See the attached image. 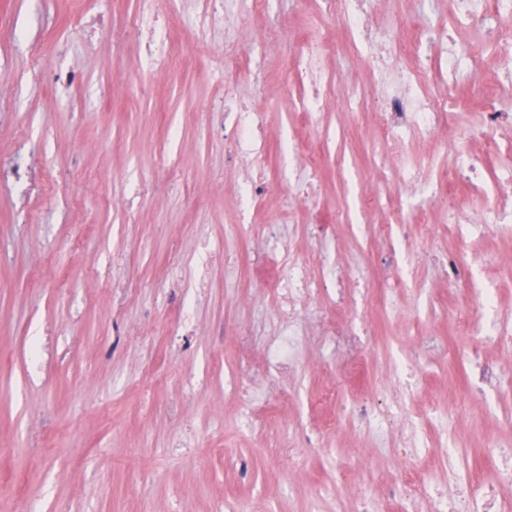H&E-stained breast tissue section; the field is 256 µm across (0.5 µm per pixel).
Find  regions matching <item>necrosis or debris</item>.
<instances>
[{
  "instance_id": "1",
  "label": "necrosis or debris",
  "mask_w": 512,
  "mask_h": 512,
  "mask_svg": "<svg viewBox=\"0 0 512 512\" xmlns=\"http://www.w3.org/2000/svg\"><path fill=\"white\" fill-rule=\"evenodd\" d=\"M273 0H205L203 21L193 28L196 44L209 45L210 30L224 28V69L235 72L241 60L237 30L242 21H255L262 32V46L267 50H288L303 99L305 112L326 111L331 102L335 74L326 65L335 50L354 59L369 76L367 84L346 87L343 98L347 108L369 107L378 115L386 132L388 155L385 167L398 179L401 192H409L427 180V166L408 161L404 151L407 139L429 138L440 128L448 130V147L463 156L468 180H461L455 169L445 172L449 193L448 221L463 226L472 221L503 224L512 220V192L501 190L502 180L512 181V142L499 148L497 167L487 168L471 153L473 139L496 142L512 114L502 111V93L512 94V36L502 29L512 20V0H448L449 26L410 30L404 45H396L395 31L407 29V21L399 10L383 12L381 0H316L321 20L336 21L342 29L339 45L330 44L322 28H315L303 43L289 45L288 24L271 21ZM183 0H138L137 8L127 15L125 26L134 28L147 38L149 60H165L167 29L182 11ZM493 62L497 70V92L484 91L480 84L467 88L481 103V124L477 133H460L448 107L461 74ZM462 168V169H463ZM488 196L482 211H474L469 199ZM449 286L465 284L470 301L494 311L493 336L498 342H512V314L497 311L495 289L468 276L457 263L444 269ZM274 292L288 311H296L311 301L315 294L304 267L295 261L282 263L274 284ZM350 422L359 431L370 432L377 447L398 452L396 461L401 472L389 489L390 497L405 502L429 496L446 501L448 512H504L505 499L512 494V456L501 457L489 487H480L470 470L458 460L446 458L448 481L431 489L425 481L409 479L404 474L406 459L415 457L413 446L423 422L422 417L401 407L386 410L375 399L361 402L349 413H336L329 425Z\"/></svg>"
}]
</instances>
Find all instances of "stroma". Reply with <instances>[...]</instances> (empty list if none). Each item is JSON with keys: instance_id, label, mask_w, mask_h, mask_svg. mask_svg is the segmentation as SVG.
Listing matches in <instances>:
<instances>
[{"instance_id": "stroma-1", "label": "stroma", "mask_w": 512, "mask_h": 512, "mask_svg": "<svg viewBox=\"0 0 512 512\" xmlns=\"http://www.w3.org/2000/svg\"><path fill=\"white\" fill-rule=\"evenodd\" d=\"M135 0H0V512H215L249 501L255 512H353V491L380 496L395 478L386 450L348 427L323 430L336 389L347 409L366 399L346 378L345 349L326 343L324 319L373 333L355 348L371 373L390 380L421 336L436 346L404 401L433 409L423 431L473 462L494 460L483 440L512 414V357L496 388H477V339L458 327L441 261L453 258L495 288L512 311V226L473 224L394 248L361 241L360 224L402 206L410 218L432 208L449 153L430 181L409 194L380 177L383 135L344 109L300 115L299 86L284 87L287 52L264 53L256 27L237 32L244 62L231 75L212 50L172 29L183 55L144 77L142 38L74 31L78 10L122 25ZM25 33L17 40L13 31ZM42 43L24 72L25 43ZM60 71L77 75L58 87ZM258 117L254 155L275 182L318 183L327 211L350 224L323 231L305 208L249 190L252 164L225 146L237 115L205 118L225 92ZM316 150V171L299 164ZM383 205L362 214V197ZM289 244L315 286L347 278L345 301L323 294L296 321L288 370L266 369L269 345L288 318L261 284L267 260ZM237 371L248 388L229 386ZM296 434L299 469L283 471L278 445Z\"/></svg>"}]
</instances>
